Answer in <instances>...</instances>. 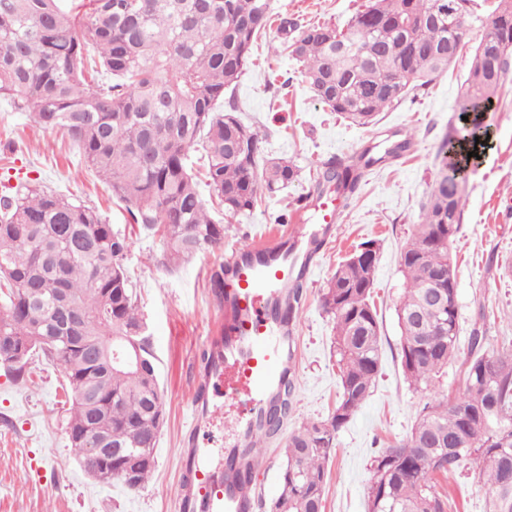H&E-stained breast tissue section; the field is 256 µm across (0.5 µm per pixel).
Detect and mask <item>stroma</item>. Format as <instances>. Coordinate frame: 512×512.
I'll return each instance as SVG.
<instances>
[{
  "mask_svg": "<svg viewBox=\"0 0 512 512\" xmlns=\"http://www.w3.org/2000/svg\"><path fill=\"white\" fill-rule=\"evenodd\" d=\"M269 2L275 21L341 26L366 0ZM476 2L474 15L465 22V45L447 75L380 113L378 123L365 128L327 111L313 97L296 62L279 51L280 33L273 28L263 33L234 99L244 121L259 129L263 156L294 161L302 178L226 225L223 249L176 268L162 262L161 237L133 224L125 204L85 166L77 146L62 131L41 128L0 99V194L7 181L37 178L97 209L113 229L132 238L127 265L147 323L165 409L153 476L144 489L129 494L120 483L94 482L76 462L68 446L63 379L57 369L37 361L26 383L18 385L0 368V512H178L179 449L192 421L196 372L207 336L224 320L212 288L214 275L223 273L224 260L233 250L287 232L280 217L294 199L311 190L321 163L356 155L368 143L394 133L411 137L410 149L367 170L356 193L342 199L334 235L317 257L319 270L302 283V307L293 327L299 359L296 397L282 428L287 434L332 413L340 393L332 344L335 319L322 310L320 291L359 244L376 241L379 263L372 297L382 323L381 369L371 396L338 434L325 494V512H368L373 458L410 434L431 395L409 386L399 362L395 307L404 282L399 259L442 168L443 139L449 126L458 123V101L472 55L496 0ZM488 122L490 139L467 173V202L453 245L457 353L436 388L434 395L440 398L463 392L458 368L469 354L473 329L483 332L488 355L512 338V72L500 85ZM475 468L474 462H466L441 480L453 512H486V490L475 480Z\"/></svg>",
  "mask_w": 512,
  "mask_h": 512,
  "instance_id": "35a3bbf8",
  "label": "stroma"
}]
</instances>
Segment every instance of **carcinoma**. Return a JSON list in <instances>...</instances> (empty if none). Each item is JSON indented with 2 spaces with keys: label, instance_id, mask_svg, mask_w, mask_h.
<instances>
[{
  "label": "carcinoma",
  "instance_id": "1",
  "mask_svg": "<svg viewBox=\"0 0 512 512\" xmlns=\"http://www.w3.org/2000/svg\"><path fill=\"white\" fill-rule=\"evenodd\" d=\"M475 0H368L337 27L288 25L281 43L302 66L313 96L331 112L367 126L411 92L448 72L464 45ZM269 0H0V98L45 129L63 131L87 168L112 188L133 221L161 234L164 260L178 266L224 245V224L250 211L261 192L300 181L291 161L265 160L260 138L224 96L244 74L254 40L271 28ZM357 39L351 46L349 37ZM512 68V0H497L477 45L462 100L481 110L471 128H454L464 144L487 145V113L500 86L489 71ZM411 136L375 154L332 158L293 212L325 192L352 196L363 169L409 148ZM205 160L207 186L224 215H210L190 157ZM466 205L465 187L439 179L400 257L405 278L396 305L400 362L409 385L432 390L455 357L457 274L452 246ZM132 240L94 208L26 180L0 197V367L26 381L38 357L63 375L71 397L66 432L80 466L89 464L85 435L105 431L120 448L148 449L133 479L123 462L112 475L129 493L155 469L165 423L163 389L147 325L126 267ZM378 259L346 260L320 296L334 316L342 392L327 419L308 421L285 442L276 498L261 512H324L328 464L339 432L371 396L381 368V329L371 290ZM122 337L141 353V369L109 370L102 357ZM470 336L464 393L426 402L411 434L370 464L372 512H448L439 478L468 459L486 488L487 512H512V349L483 352ZM286 382L270 411L265 443L288 419Z\"/></svg>",
  "mask_w": 512,
  "mask_h": 512
}]
</instances>
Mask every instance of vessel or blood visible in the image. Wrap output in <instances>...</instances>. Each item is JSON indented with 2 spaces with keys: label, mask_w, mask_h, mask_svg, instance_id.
<instances>
[{
  "label": "vessel or blood",
  "mask_w": 512,
  "mask_h": 512,
  "mask_svg": "<svg viewBox=\"0 0 512 512\" xmlns=\"http://www.w3.org/2000/svg\"><path fill=\"white\" fill-rule=\"evenodd\" d=\"M307 209L311 223L298 225L283 239L254 242L224 261L228 283L218 298L224 326L206 341L179 458L180 512H252L260 499L276 492L275 485L259 486L246 478L265 466L247 449L283 381L299 369L293 328L275 311L287 306L297 281L311 274L340 218L332 198L314 199ZM227 415L234 428L229 444L220 427Z\"/></svg>",
  "instance_id": "b4317fda"
}]
</instances>
